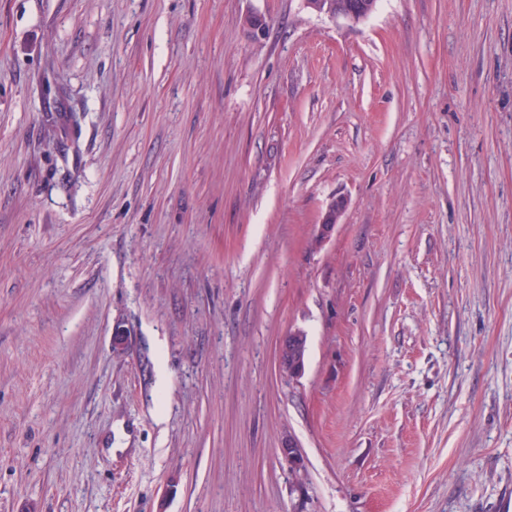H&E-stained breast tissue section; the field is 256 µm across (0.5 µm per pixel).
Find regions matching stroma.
<instances>
[{"instance_id": "obj_1", "label": "stroma", "mask_w": 512, "mask_h": 512, "mask_svg": "<svg viewBox=\"0 0 512 512\" xmlns=\"http://www.w3.org/2000/svg\"><path fill=\"white\" fill-rule=\"evenodd\" d=\"M0 512H512V0H0ZM325 0H305L306 7L320 15H326L330 18L336 19L341 18L353 23H358L365 20L373 11L374 2L373 0H334L336 2H343L342 7L339 9L336 7H330L329 4H325ZM306 355L307 348L305 336L303 334L294 333L289 336H285L281 340L278 351L279 366L288 369V364L292 363L293 367L290 371L292 378H297L303 373L305 369Z\"/></svg>"}]
</instances>
